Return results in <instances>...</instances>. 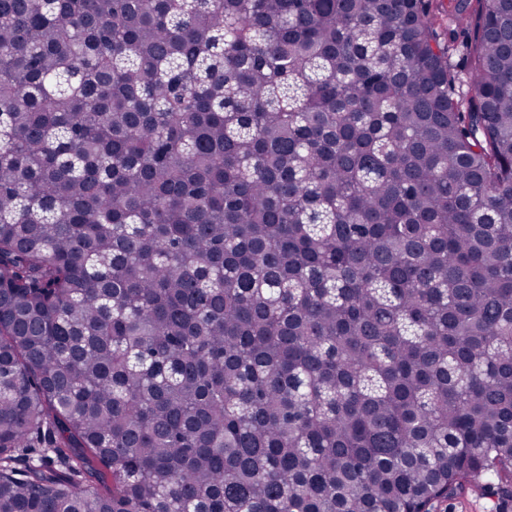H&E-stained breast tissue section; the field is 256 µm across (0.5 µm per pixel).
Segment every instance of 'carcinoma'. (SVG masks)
I'll list each match as a JSON object with an SVG mask.
<instances>
[{
	"label": "carcinoma",
	"mask_w": 512,
	"mask_h": 512,
	"mask_svg": "<svg viewBox=\"0 0 512 512\" xmlns=\"http://www.w3.org/2000/svg\"><path fill=\"white\" fill-rule=\"evenodd\" d=\"M476 3L0 0V512L512 497V0Z\"/></svg>",
	"instance_id": "carcinoma-1"
}]
</instances>
